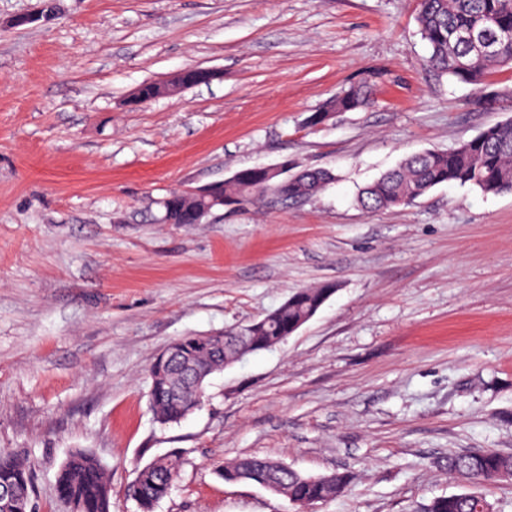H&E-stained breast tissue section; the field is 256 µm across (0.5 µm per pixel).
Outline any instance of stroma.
Returning a JSON list of instances; mask_svg holds the SVG:
<instances>
[{
  "label": "stroma",
  "mask_w": 512,
  "mask_h": 512,
  "mask_svg": "<svg viewBox=\"0 0 512 512\" xmlns=\"http://www.w3.org/2000/svg\"><path fill=\"white\" fill-rule=\"evenodd\" d=\"M418 3L0 0V451L30 463L35 512H67L55 479L76 449L106 465L111 512H136L126 485L172 450L156 512H293L219 476L242 454L353 472L309 512H410L460 492L439 459L512 454V192L355 202L405 156L512 120V69L480 89L426 69ZM191 68L216 77L132 104ZM363 83L370 106L311 123ZM286 159L336 181L290 207L163 222L170 193ZM327 282L297 332L215 374L181 423L155 422L166 345Z\"/></svg>",
  "instance_id": "35a3bbf8"
}]
</instances>
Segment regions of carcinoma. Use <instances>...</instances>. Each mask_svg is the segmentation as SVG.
<instances>
[{
    "label": "carcinoma",
    "instance_id": "1",
    "mask_svg": "<svg viewBox=\"0 0 512 512\" xmlns=\"http://www.w3.org/2000/svg\"><path fill=\"white\" fill-rule=\"evenodd\" d=\"M421 37L430 54L427 66L451 80L483 85L497 70L512 67V0H420L416 17ZM372 91L366 85L341 91L315 123L331 112H347L367 106ZM335 179L326 169H303L286 178L270 176L259 167L245 168L224 181L219 192L242 206L259 201L271 204L296 203L324 190ZM442 184L470 185L484 193L512 191V121L494 124L477 137L453 150L425 151L408 156L394 169L361 189L357 203L368 211L408 205ZM192 198L174 197L164 203L163 219L168 224H188ZM336 292L326 283L316 288H300L275 310L253 322L251 352L279 344L278 337L290 336L309 321ZM178 343L183 354L164 363L156 358L149 370V398L157 422L178 424L198 410L205 396L199 395L188 370L210 375L222 370L224 355L235 346L231 332L192 334ZM269 458L241 456L225 463L220 476L227 480L249 465L262 477L270 470ZM438 465L463 484L460 493L436 497L412 512H495L493 503L479 488L512 481V455L492 451L451 455ZM182 468L178 452L157 456L136 470L125 495L137 512H155L169 495ZM288 499L303 512L308 506L340 496L351 483L349 471L335 473V482L326 484L320 475H304L295 470L280 471ZM59 498L75 505L78 512H110L112 485L107 468L92 453L71 452L56 476ZM14 490L10 502L0 501V512H33V481L30 468L18 456L0 451V489Z\"/></svg>",
    "mask_w": 512,
    "mask_h": 512
}]
</instances>
